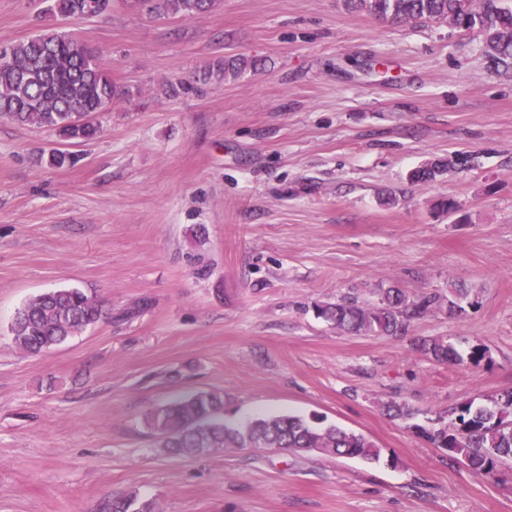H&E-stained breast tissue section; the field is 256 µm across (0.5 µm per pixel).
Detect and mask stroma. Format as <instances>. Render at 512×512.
Segmentation results:
<instances>
[{"instance_id": "obj_1", "label": "stroma", "mask_w": 512, "mask_h": 512, "mask_svg": "<svg viewBox=\"0 0 512 512\" xmlns=\"http://www.w3.org/2000/svg\"><path fill=\"white\" fill-rule=\"evenodd\" d=\"M48 8L0 0V47L67 31L118 94L74 146L0 118V512H97L129 491L163 512H512V469L483 476L413 430L512 391V72L475 34L344 0L165 17L114 0L79 21ZM228 56L250 65L224 77ZM67 148L79 164H47ZM435 160L442 175L411 181ZM461 283L477 305L430 308L398 336L313 311ZM71 287L105 317L22 353L17 308ZM427 336L486 357L433 361ZM201 389L223 392L228 420L315 413L381 457L169 455L144 416Z\"/></svg>"}]
</instances>
